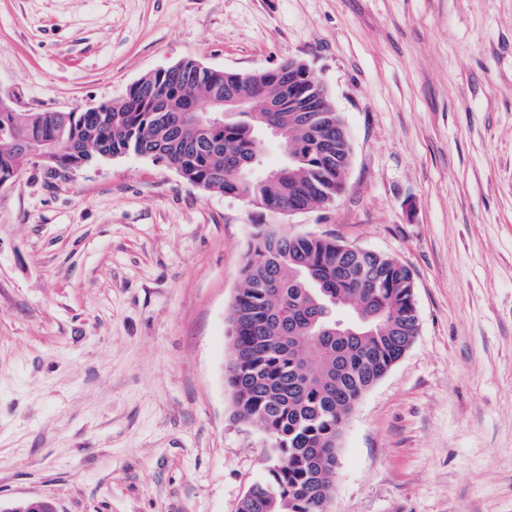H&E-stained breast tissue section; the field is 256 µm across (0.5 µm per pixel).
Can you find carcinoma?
I'll list each match as a JSON object with an SVG mask.
<instances>
[{
	"label": "carcinoma",
	"instance_id": "carcinoma-1",
	"mask_svg": "<svg viewBox=\"0 0 512 512\" xmlns=\"http://www.w3.org/2000/svg\"><path fill=\"white\" fill-rule=\"evenodd\" d=\"M280 93L275 74L206 70L197 61L142 77L165 90L126 92L98 112H16L0 102V186L28 166L49 176L110 154L153 151L156 163L208 192L240 197L266 210L304 211L336 199L347 170L314 148L297 113L265 111L257 83ZM238 87L246 112L201 125L190 111ZM311 112L331 135L340 113ZM281 131L282 158L266 163L265 133ZM54 145L53 160L35 152ZM257 158L263 171L248 172ZM243 288L232 305V354L225 370L239 419L271 437L266 477L237 512H326L334 473L323 456L338 448L351 408L397 363L417 335L411 271L396 259L349 246L333 236L261 229L241 269Z\"/></svg>",
	"mask_w": 512,
	"mask_h": 512
}]
</instances>
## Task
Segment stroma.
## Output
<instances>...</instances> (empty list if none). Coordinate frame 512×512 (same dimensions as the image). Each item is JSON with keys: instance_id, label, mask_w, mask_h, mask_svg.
I'll return each instance as SVG.
<instances>
[{"instance_id": "1", "label": "stroma", "mask_w": 512, "mask_h": 512, "mask_svg": "<svg viewBox=\"0 0 512 512\" xmlns=\"http://www.w3.org/2000/svg\"><path fill=\"white\" fill-rule=\"evenodd\" d=\"M306 63L351 134L344 193L273 214L152 159L0 187V502L236 512L268 465L224 384L254 232L413 275L419 332L349 416L332 512H512V0H0V98Z\"/></svg>"}]
</instances>
